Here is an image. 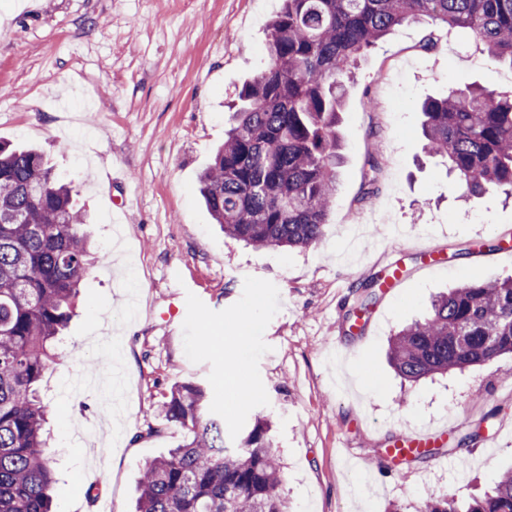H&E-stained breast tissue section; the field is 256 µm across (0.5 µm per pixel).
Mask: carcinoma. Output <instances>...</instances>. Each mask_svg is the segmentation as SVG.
Returning <instances> with one entry per match:
<instances>
[{
	"label": "carcinoma",
	"mask_w": 512,
	"mask_h": 512,
	"mask_svg": "<svg viewBox=\"0 0 512 512\" xmlns=\"http://www.w3.org/2000/svg\"><path fill=\"white\" fill-rule=\"evenodd\" d=\"M458 30L512 67V0H283L266 65L239 93L230 127L200 178L224 233L257 248H317L336 191L338 113L358 59L405 24ZM426 149L448 159L469 199L512 197V88H450L421 105ZM72 188L36 149L0 141V512H51L54 455L39 386L96 256ZM512 353V277L473 280L433 300L391 340L397 373L417 381ZM165 418L189 430L147 462L137 512H288L261 416L240 440L183 383ZM420 512H512V469L461 507L429 495Z\"/></svg>",
	"instance_id": "carcinoma-1"
}]
</instances>
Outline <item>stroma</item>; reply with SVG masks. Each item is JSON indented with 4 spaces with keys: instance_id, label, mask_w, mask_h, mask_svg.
<instances>
[{
    "instance_id": "1",
    "label": "stroma",
    "mask_w": 512,
    "mask_h": 512,
    "mask_svg": "<svg viewBox=\"0 0 512 512\" xmlns=\"http://www.w3.org/2000/svg\"><path fill=\"white\" fill-rule=\"evenodd\" d=\"M282 0H0V141L39 147L91 215L102 264L84 279L41 387L57 452L53 512H134L143 464L181 444L163 407L196 382L225 417L270 421L290 512H417L430 494L465 503L512 469V356L399 377L391 336L432 300L512 276L498 255L512 199L463 201L448 162L424 151L418 105L448 87L512 86V67L464 34L423 51L412 23L361 57L340 112V162L315 249L255 248L228 235L199 194L224 119L267 61ZM377 169H370L369 159ZM121 170L124 187L112 184ZM377 191L359 197L368 181ZM133 199L123 223L113 196ZM399 250L403 287L367 298ZM438 259L428 271L427 257ZM370 299L364 327L354 309ZM224 345L201 343V332ZM121 342V435L89 390ZM246 391L231 404L226 368ZM448 427L441 453L389 454L411 431Z\"/></svg>"
}]
</instances>
